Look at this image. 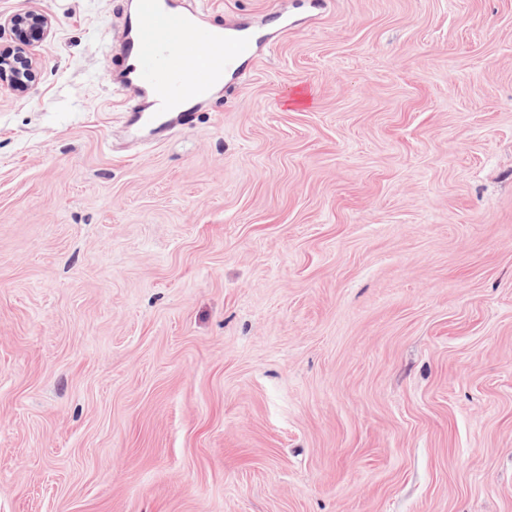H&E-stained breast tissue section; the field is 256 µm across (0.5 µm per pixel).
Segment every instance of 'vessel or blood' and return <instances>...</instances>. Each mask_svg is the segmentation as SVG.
Here are the masks:
<instances>
[{"label": "vessel or blood", "mask_w": 512, "mask_h": 512, "mask_svg": "<svg viewBox=\"0 0 512 512\" xmlns=\"http://www.w3.org/2000/svg\"><path fill=\"white\" fill-rule=\"evenodd\" d=\"M195 17L186 0H140L137 15L124 21L112 54L122 72L120 90L138 102L130 124L165 125L168 105L201 95L216 74L239 72L251 57L254 33L241 26L220 31ZM196 43L220 44L224 52L201 70L191 59Z\"/></svg>", "instance_id": "vessel-or-blood-1"}]
</instances>
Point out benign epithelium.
<instances>
[{
  "instance_id": "1",
  "label": "benign epithelium",
  "mask_w": 512,
  "mask_h": 512,
  "mask_svg": "<svg viewBox=\"0 0 512 512\" xmlns=\"http://www.w3.org/2000/svg\"><path fill=\"white\" fill-rule=\"evenodd\" d=\"M11 31V41L0 44V86L16 94L26 93L37 80L34 48L51 30V19L37 10L15 13L0 23Z\"/></svg>"
}]
</instances>
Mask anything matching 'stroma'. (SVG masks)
Masks as SVG:
<instances>
[{
  "instance_id": "1",
  "label": "stroma",
  "mask_w": 512,
  "mask_h": 512,
  "mask_svg": "<svg viewBox=\"0 0 512 512\" xmlns=\"http://www.w3.org/2000/svg\"><path fill=\"white\" fill-rule=\"evenodd\" d=\"M209 4L151 141L132 0H0V512H512V0ZM196 17L184 0H140L137 15L124 21L118 42L109 45L122 72L116 86L127 98L142 101L128 115L130 124L165 125L171 120L168 105L189 101L209 85L204 98L210 97L224 84V76L213 81L217 73H238L251 57L254 33L224 25L223 36L213 26L195 23ZM223 41L224 55H216L208 69L193 65L194 43ZM51 19L37 10L15 13L5 19L0 31L7 27L11 41L0 44V86L6 85L16 94L26 93L37 80L38 70L34 48L51 30Z\"/></svg>"
}]
</instances>
